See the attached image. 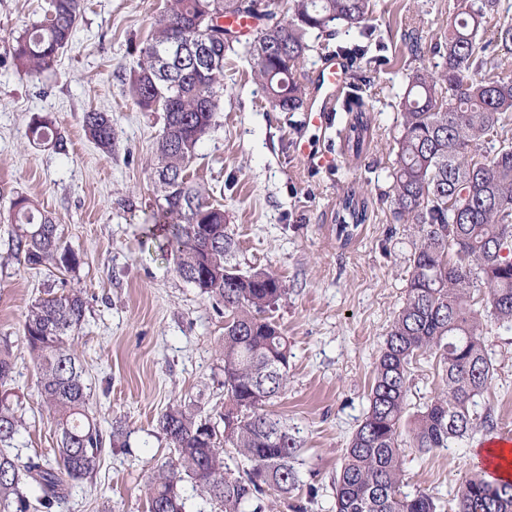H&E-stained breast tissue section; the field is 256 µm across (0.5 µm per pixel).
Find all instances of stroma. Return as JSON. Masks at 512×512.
Masks as SVG:
<instances>
[{
    "label": "stroma",
    "mask_w": 512,
    "mask_h": 512,
    "mask_svg": "<svg viewBox=\"0 0 512 512\" xmlns=\"http://www.w3.org/2000/svg\"><path fill=\"white\" fill-rule=\"evenodd\" d=\"M456 4L374 0L370 23L386 51L380 65L357 61L350 70V90L363 101L369 124L358 153L347 144L352 113L338 112L325 132L305 124L303 112L276 111L244 55L227 54L222 110L191 166L224 207L236 263L267 269L286 287L274 316L293 356L288 387L269 410L302 447L293 500L307 512H331L336 473L368 408L373 366L405 299L416 237L391 195L400 102L417 70L441 65L430 47L447 31ZM44 5L0 0V341H8L15 360L7 390L25 421L18 446L48 459L57 446L22 337L24 313L49 290L82 289L86 320L75 347L92 387L90 411L103 433L121 422L126 446L106 451L96 475L76 488L62 512H145L147 477L169 453L159 416L189 404L216 422L225 398L216 351L224 317L179 276L173 256L144 235L163 115L141 111L125 89L166 0H84L57 72L29 77L16 70L11 37ZM351 37L343 26L332 37L310 35L312 50L296 72L307 90L315 88L312 74L324 53ZM90 110L111 114L118 131L112 153L86 138L82 120ZM37 115L56 122L66 151L29 141ZM298 138L334 156V164L296 153ZM20 194L56 218L81 257L75 272L29 270L9 258L10 205ZM349 194L365 202L368 219L345 239L336 216ZM485 348L494 378L477 409L492 410L499 433H512V331L493 329ZM438 371L428 355L414 364L410 410L433 396ZM485 439L478 431L426 454L405 448L404 492H428L450 512L455 488L477 470L472 452Z\"/></svg>",
    "instance_id": "stroma-1"
}]
</instances>
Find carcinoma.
<instances>
[{
  "label": "carcinoma",
  "mask_w": 512,
  "mask_h": 512,
  "mask_svg": "<svg viewBox=\"0 0 512 512\" xmlns=\"http://www.w3.org/2000/svg\"><path fill=\"white\" fill-rule=\"evenodd\" d=\"M501 0H457L448 35L433 46L440 70L412 77L401 100V135L392 171L393 201L415 226L407 293L375 364L369 409L352 435L334 479L333 512H442L425 491L405 484L402 427L410 424V447L446 448L480 427L494 428L491 414L475 412L493 369L485 351L488 324L512 330V142L479 161L472 149L512 114V70L489 55L483 41L486 17ZM82 0H48L43 18L12 38L18 72H55L74 41ZM372 0H288V18L276 0H167L152 23L130 79L140 110H161L164 127L156 148L155 206L146 223L160 231V249L174 253L176 271L215 306L224 307V336L217 352L224 362V438L209 420L176 405L158 420L171 447L147 482V512H185L182 483L205 505L221 512H274L272 493L286 497L300 485L295 467L298 441L266 410L288 385L290 348L273 312L286 292L264 268L232 263L234 242L224 225L223 205L205 184L190 177L197 149L215 122L224 94V57L240 38L224 29L227 14H259L264 25L246 43L252 73L273 108L297 112L305 88L294 70L313 45L310 32L331 37L336 26L358 30L347 51L367 64L373 33ZM201 46L211 59L204 73L196 58L171 50L178 39ZM495 48L512 56V23L497 30ZM86 137L112 153L118 140L112 117L84 113ZM368 122L358 111L348 142L361 150ZM33 143L65 150L55 122L32 119ZM9 256L28 269L73 272L81 258L65 244L51 213L20 195L12 202ZM339 233L350 237L367 220L365 203L342 202ZM482 284L481 298L475 297ZM81 290L49 293L24 316L23 339L38 377L41 404L57 434L55 459L14 451L21 416L0 395V512H52L69 503L73 489L93 477L105 451L102 430L89 411L90 387L72 343L86 318ZM438 359L434 395L407 416L411 367L418 358ZM14 361L0 347V387L11 381ZM457 512H512V482L475 473L455 490Z\"/></svg>",
  "instance_id": "cac0c4a2"
}]
</instances>
